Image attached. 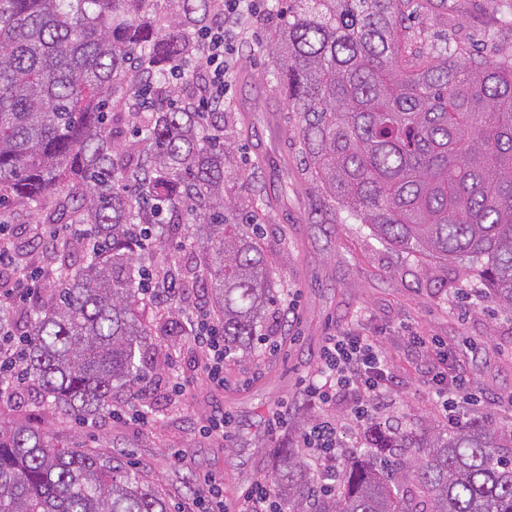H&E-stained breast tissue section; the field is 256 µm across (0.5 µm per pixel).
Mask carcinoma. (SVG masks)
<instances>
[{
  "label": "carcinoma",
  "instance_id": "carcinoma-1",
  "mask_svg": "<svg viewBox=\"0 0 512 512\" xmlns=\"http://www.w3.org/2000/svg\"><path fill=\"white\" fill-rule=\"evenodd\" d=\"M412 2L289 0L268 14L273 79L326 197L512 310V62L406 49ZM222 22L220 0H0V202L41 213L14 252L39 290L20 314L1 296L0 324L26 348L38 406L64 421L151 404L166 357L147 338L189 335L185 301L148 291L160 275L206 282L228 360L266 341L276 290L260 234L240 224L257 192L234 169L240 118L197 111L202 70L173 75ZM234 180L244 191L228 197ZM369 437L330 493L305 453L281 449L283 512H512L511 425ZM0 512L169 510L133 466L0 418Z\"/></svg>",
  "mask_w": 512,
  "mask_h": 512
}]
</instances>
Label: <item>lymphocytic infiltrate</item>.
I'll return each mask as SVG.
<instances>
[{"label": "lymphocytic infiltrate", "mask_w": 512, "mask_h": 512, "mask_svg": "<svg viewBox=\"0 0 512 512\" xmlns=\"http://www.w3.org/2000/svg\"><path fill=\"white\" fill-rule=\"evenodd\" d=\"M260 10L258 0H224V23L206 37L204 71L209 92L201 108L211 111L223 103L227 92V58L236 49L237 27L246 14ZM193 341L202 353L201 369L216 388L224 386V338L206 310H199L192 322ZM410 345L428 356L433 372L434 394L450 421H458L459 403L471 398L469 374L462 366H448V345L424 336H413ZM319 371L321 381L310 382L305 392L312 400L329 406L353 397L352 412L357 424L371 420L376 401L392 388L394 377L383 348L374 340L351 332L329 337L322 348ZM300 444L308 448L325 466L337 459L338 425L330 418L313 424L300 435ZM281 505L265 484L254 486L242 507L227 504L224 481L205 476L196 500V512H280Z\"/></svg>", "instance_id": "f902f5d3"}]
</instances>
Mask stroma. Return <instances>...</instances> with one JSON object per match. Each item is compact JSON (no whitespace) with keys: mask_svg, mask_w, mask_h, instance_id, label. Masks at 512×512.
<instances>
[{"mask_svg":"<svg viewBox=\"0 0 512 512\" xmlns=\"http://www.w3.org/2000/svg\"><path fill=\"white\" fill-rule=\"evenodd\" d=\"M405 25L415 46L433 42L485 60L512 58V0H431ZM269 35V27L243 21L224 106L246 118L235 135L236 159L266 193L262 244L278 302L265 325L276 348L226 363L224 386L217 389L202 376L192 339L173 338L168 350L177 363L155 371V397L144 421L127 415L94 426L63 423L36 409L29 387L0 404L6 420L59 431L65 444L137 463L167 494L171 512H194L185 489L190 478L222 476L231 502L255 483H272L274 448L297 444L294 422L329 412L350 418V403L329 410L302 390L319 369L326 339L347 329L378 339L396 379L373 423L387 430L448 427L431 388L428 359L408 349L407 338L416 333L445 341L469 360L472 386L487 400L466 407L462 423L512 421V311L494 303L478 277L394 249L323 196L301 163L297 117L274 83L277 62ZM177 375L191 382L179 397L171 394ZM283 403L290 424L270 430L272 414ZM220 407L232 426L218 441L202 429Z\"/></svg>","mask_w":512,"mask_h":512,"instance_id":"1","label":"stroma"}]
</instances>
